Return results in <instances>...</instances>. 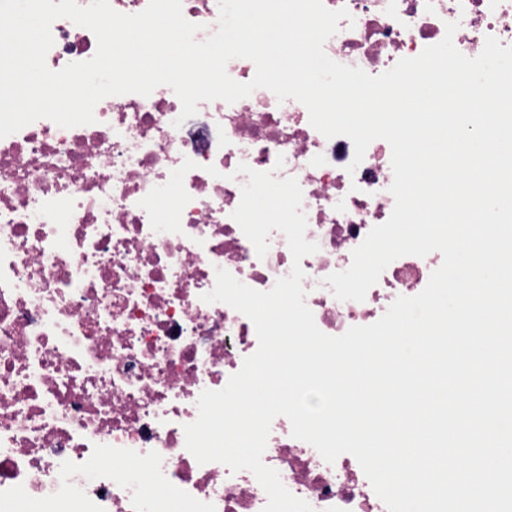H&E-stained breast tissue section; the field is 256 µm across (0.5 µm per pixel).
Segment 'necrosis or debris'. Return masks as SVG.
Returning a JSON list of instances; mask_svg holds the SVG:
<instances>
[{"instance_id":"obj_1","label":"necrosis or debris","mask_w":512,"mask_h":512,"mask_svg":"<svg viewBox=\"0 0 512 512\" xmlns=\"http://www.w3.org/2000/svg\"><path fill=\"white\" fill-rule=\"evenodd\" d=\"M323 2L350 14L326 54L373 76L438 43L450 22L466 57L489 36L512 46V0ZM51 31V69L94 56L87 28L60 18ZM180 113L162 85L101 100L90 125L40 119L0 138V512H262L255 476L199 464L184 433L201 392L223 388L258 348L246 316L203 301L216 269L258 291L292 269L283 233L271 231L261 258L232 219L248 180L239 164L298 181L319 246L301 261L303 287L325 334L376 322L442 262L400 257L364 301L336 299L327 276L394 207L388 142L373 141L350 174L352 141L325 138L304 105L268 89ZM187 158L197 167L184 177L182 230L155 232L138 202ZM262 460L314 512H387L352 455L325 462L287 417L273 420Z\"/></svg>"}]
</instances>
